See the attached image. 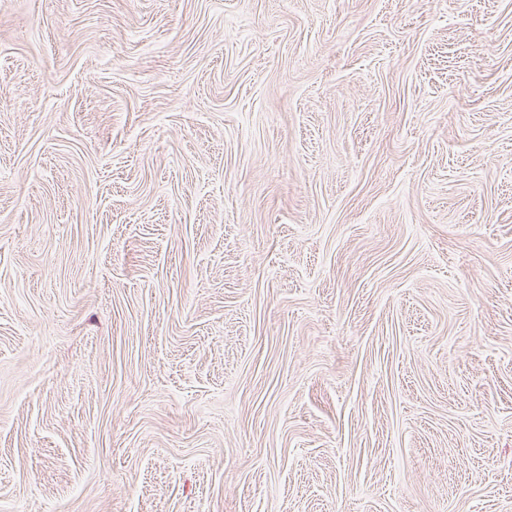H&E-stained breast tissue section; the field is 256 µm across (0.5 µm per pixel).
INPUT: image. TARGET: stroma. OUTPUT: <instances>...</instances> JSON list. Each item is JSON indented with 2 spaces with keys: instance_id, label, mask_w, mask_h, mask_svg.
Segmentation results:
<instances>
[{
  "instance_id": "35a3bbf8",
  "label": "stroma",
  "mask_w": 512,
  "mask_h": 512,
  "mask_svg": "<svg viewBox=\"0 0 512 512\" xmlns=\"http://www.w3.org/2000/svg\"><path fill=\"white\" fill-rule=\"evenodd\" d=\"M0 512H512V0H0Z\"/></svg>"
}]
</instances>
